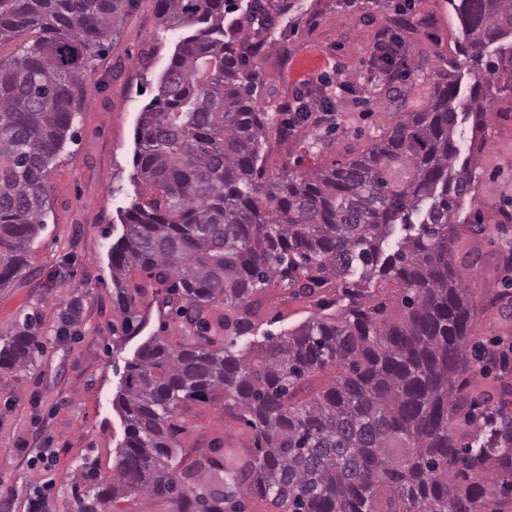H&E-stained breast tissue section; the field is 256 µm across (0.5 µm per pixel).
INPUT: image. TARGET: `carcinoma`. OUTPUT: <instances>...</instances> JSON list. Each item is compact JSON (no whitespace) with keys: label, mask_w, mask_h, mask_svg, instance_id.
I'll return each instance as SVG.
<instances>
[{"label":"carcinoma","mask_w":512,"mask_h":512,"mask_svg":"<svg viewBox=\"0 0 512 512\" xmlns=\"http://www.w3.org/2000/svg\"><path fill=\"white\" fill-rule=\"evenodd\" d=\"M133 2L0 0V39H32L0 60V286L45 227L46 173L74 139L90 59ZM154 2L162 23L188 33L135 131L151 195L125 209L108 254L125 330L134 271L167 286L179 322L128 362L116 470L84 491L78 512L140 493L170 512H244L243 494L278 512H512V373L493 351L512 337L474 340L479 314L512 320V276L480 304L461 272L480 259L476 236L512 231V157L490 173L498 200L461 222L478 176L456 165L454 139L471 121L470 155L481 156L488 113L512 112V0H448L459 55L473 62L464 100L450 60L425 105L396 92L398 119L365 150L273 180L238 0ZM380 70L407 80L418 68L389 56ZM398 224L406 234L388 253ZM333 281L344 294L318 299L321 313L237 348L256 334L269 289L310 297ZM34 322L0 340V368L33 360ZM220 399L254 430L255 450L215 438L193 457L181 438L199 426L182 408Z\"/></svg>","instance_id":"carcinoma-1"}]
</instances>
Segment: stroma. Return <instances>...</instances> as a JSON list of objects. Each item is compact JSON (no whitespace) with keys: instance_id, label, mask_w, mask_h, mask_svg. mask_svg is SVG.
<instances>
[{"instance_id":"1","label":"stroma","mask_w":512,"mask_h":512,"mask_svg":"<svg viewBox=\"0 0 512 512\" xmlns=\"http://www.w3.org/2000/svg\"><path fill=\"white\" fill-rule=\"evenodd\" d=\"M262 2L265 15L242 19L241 35L258 47L246 69L274 126L265 148L267 176L317 169L369 146L396 119L389 101L367 95L370 48L402 0ZM413 2L416 63L427 75L447 69L458 36L448 0ZM181 36L161 26L154 0H136L117 36L93 57L76 139L47 173L45 229L31 242L26 267L0 288V337L32 316L44 344L28 368L0 370V512H28L38 494L51 512H77L76 490L112 475L124 429L112 401L125 363L172 322L164 288L144 276L134 302L144 326L133 337H117L122 317L108 250L122 231L120 210L148 192L135 176V127ZM328 104L334 107L329 122L294 125L299 106ZM341 294L320 288L298 298L270 289L261 329L287 331L316 313L317 298ZM75 303L79 319L63 325ZM189 410L206 429L192 447H205L214 435L228 447H251L252 429L220 405L196 403ZM42 448L54 449L53 469L39 462Z\"/></svg>"}]
</instances>
